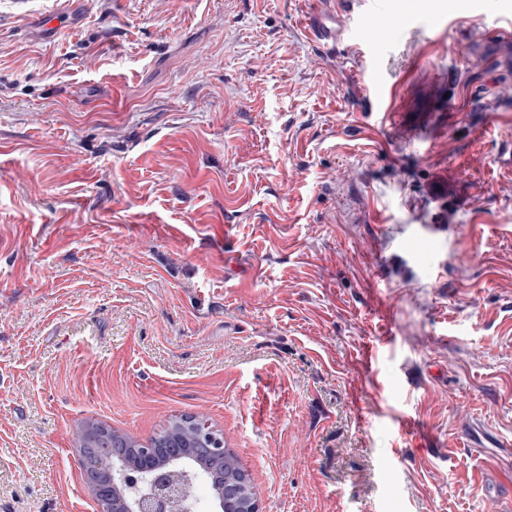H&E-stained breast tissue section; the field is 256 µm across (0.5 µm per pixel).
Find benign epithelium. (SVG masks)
Segmentation results:
<instances>
[{"instance_id": "obj_1", "label": "benign epithelium", "mask_w": 512, "mask_h": 512, "mask_svg": "<svg viewBox=\"0 0 512 512\" xmlns=\"http://www.w3.org/2000/svg\"><path fill=\"white\" fill-rule=\"evenodd\" d=\"M194 425L196 452L208 460L200 471L184 458L177 438L169 440L166 453L149 442L140 444L132 462L126 448L100 449L106 432H83L82 470L102 512H197L194 487L200 478L211 483L219 507H224V497L232 494L224 485V439L204 419Z\"/></svg>"}]
</instances>
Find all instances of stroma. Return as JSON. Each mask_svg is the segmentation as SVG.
Segmentation results:
<instances>
[{
    "label": "stroma",
    "mask_w": 512,
    "mask_h": 512,
    "mask_svg": "<svg viewBox=\"0 0 512 512\" xmlns=\"http://www.w3.org/2000/svg\"><path fill=\"white\" fill-rule=\"evenodd\" d=\"M317 6L0 0V512L182 414L261 512H512V0L362 56ZM320 2L325 8L312 12L305 21V26L311 36L318 42L336 43L344 41L348 37L346 29L338 23V12L343 3L336 0H323Z\"/></svg>",
    "instance_id": "obj_1"
}]
</instances>
